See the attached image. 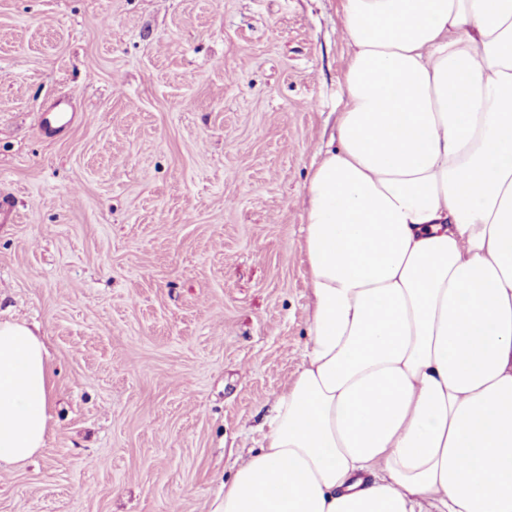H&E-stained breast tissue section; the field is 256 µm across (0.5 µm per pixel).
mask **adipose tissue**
Masks as SVG:
<instances>
[{"label":"adipose tissue","mask_w":512,"mask_h":512,"mask_svg":"<svg viewBox=\"0 0 512 512\" xmlns=\"http://www.w3.org/2000/svg\"><path fill=\"white\" fill-rule=\"evenodd\" d=\"M341 28L303 364L215 512H512V0H341ZM49 398L0 321V463L44 447Z\"/></svg>","instance_id":"adipose-tissue-1"}]
</instances>
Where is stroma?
Wrapping results in <instances>:
<instances>
[{
	"mask_svg": "<svg viewBox=\"0 0 512 512\" xmlns=\"http://www.w3.org/2000/svg\"><path fill=\"white\" fill-rule=\"evenodd\" d=\"M341 0H0V321L42 338L43 450L0 512H210L299 373L302 195ZM68 100L56 137L38 116Z\"/></svg>",
	"mask_w": 512,
	"mask_h": 512,
	"instance_id": "stroma-1",
	"label": "stroma"
}]
</instances>
